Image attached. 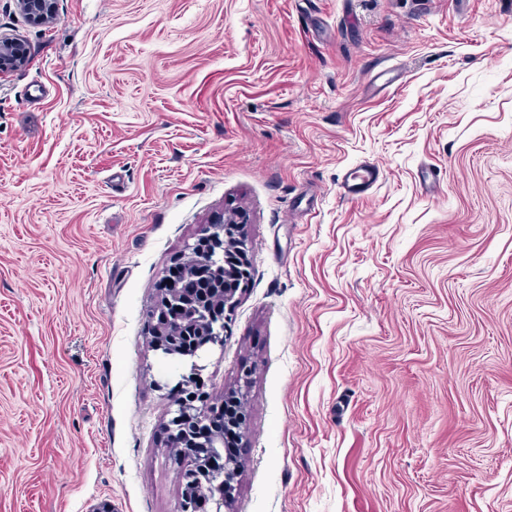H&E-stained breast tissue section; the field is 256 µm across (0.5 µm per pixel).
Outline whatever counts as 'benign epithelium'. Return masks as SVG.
<instances>
[{"label":"benign epithelium","mask_w":512,"mask_h":512,"mask_svg":"<svg viewBox=\"0 0 512 512\" xmlns=\"http://www.w3.org/2000/svg\"><path fill=\"white\" fill-rule=\"evenodd\" d=\"M36 24L55 19L54 0H16ZM28 51L18 37L0 35V79L23 67ZM247 213L225 208L200 225L193 243L174 260L160 302L149 311L151 346L180 368L173 386L170 418L165 424L167 447L182 466L180 512H198L207 499L208 512H231L243 468L240 456L224 449V430L244 435L247 415H224L227 398L245 405L253 369H243L233 389L220 398L201 385L200 353L224 346L238 293L247 286L251 268L244 224Z\"/></svg>","instance_id":"obj_1"}]
</instances>
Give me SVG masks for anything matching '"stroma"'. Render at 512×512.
I'll use <instances>...</instances> for the list:
<instances>
[{
  "label": "stroma",
  "mask_w": 512,
  "mask_h": 512,
  "mask_svg": "<svg viewBox=\"0 0 512 512\" xmlns=\"http://www.w3.org/2000/svg\"><path fill=\"white\" fill-rule=\"evenodd\" d=\"M55 9L0 0V512H178L144 312L228 203L235 512H512V0ZM17 5L36 24H48L55 19L54 0H16ZM28 62V51L18 37L0 35V79L23 67ZM378 170L373 165H361L349 169L343 176L341 188L345 194H357L369 190L377 181Z\"/></svg>",
  "instance_id": "35a3bbf8"
}]
</instances>
